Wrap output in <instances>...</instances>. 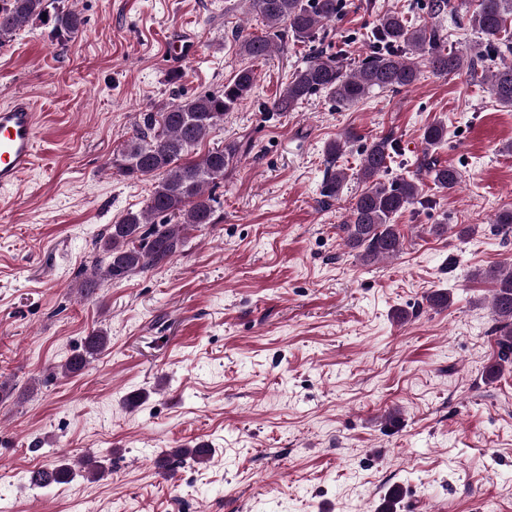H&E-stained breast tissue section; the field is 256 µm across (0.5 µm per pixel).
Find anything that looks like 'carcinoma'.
<instances>
[{"label": "carcinoma", "instance_id": "cac0c4a2", "mask_svg": "<svg viewBox=\"0 0 512 512\" xmlns=\"http://www.w3.org/2000/svg\"><path fill=\"white\" fill-rule=\"evenodd\" d=\"M252 8L265 22L260 35L235 31L239 54L253 59L270 55L274 42L293 38L313 43L325 25L341 17L343 0H251ZM451 0H429V20L414 24L399 11L384 12L369 38V54L349 69L339 56L314 53L296 69L273 102L277 112H290L302 101L323 92L339 105L359 102L371 89L398 91L409 88L419 78L417 62L411 52L440 76H455L464 71L473 75L485 60L498 61L482 73L481 81L495 100L512 108V0H476L469 23L481 35L479 50L459 53L446 47V37L436 19L452 8ZM39 22L50 27L60 41L78 34L84 20L77 12L62 6V0H0V48L8 46L23 27ZM256 74L242 68L218 93L172 101L156 112L143 114L125 140L123 148L112 157V169L128 178L152 177L153 189L137 211L127 212L112 225L107 235L95 242L98 257L91 277L80 287L84 297L98 289V279L122 281L131 275L162 266L183 246L186 234L194 228L215 223L217 198L210 187L224 180L226 171L237 160L239 147L230 142L202 155L191 156L192 149L224 124V115L237 108L250 95ZM448 137L441 122L428 126L424 140L437 146ZM392 142L387 137L374 140L365 150L357 179L365 188L348 207L347 219L337 225L344 244L358 251L365 261L398 255L403 236L393 224L396 215L414 204L419 187L405 177L387 178ZM433 183L451 191L461 182L453 167L435 162H421ZM348 178L338 169L326 177L322 196L333 199ZM493 231L512 234V208L500 210L492 224ZM492 310L496 322L497 360L487 370L494 377L501 367L512 363V267L494 271ZM108 336L94 330L80 348L63 363L67 375H77L106 348ZM210 449L198 446L174 453L181 461L203 462ZM71 472L64 465L39 467L29 472L30 486L37 489L64 484Z\"/></svg>", "mask_w": 512, "mask_h": 512}]
</instances>
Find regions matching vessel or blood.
Listing matches in <instances>:
<instances>
[{"label":"vessel or blood","instance_id":"vessel-or-blood-1","mask_svg":"<svg viewBox=\"0 0 512 512\" xmlns=\"http://www.w3.org/2000/svg\"><path fill=\"white\" fill-rule=\"evenodd\" d=\"M37 114L23 94L0 106V188L13 186L36 160Z\"/></svg>","mask_w":512,"mask_h":512}]
</instances>
